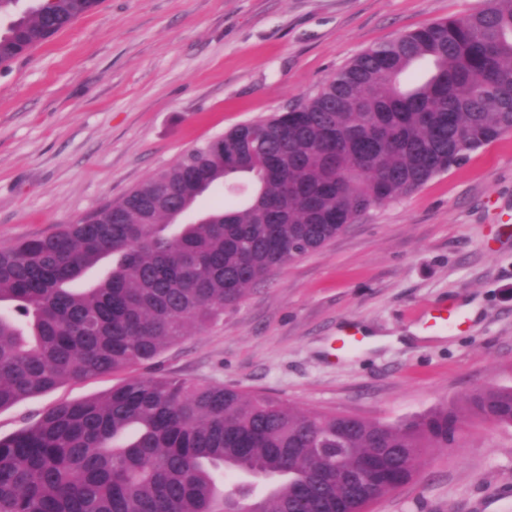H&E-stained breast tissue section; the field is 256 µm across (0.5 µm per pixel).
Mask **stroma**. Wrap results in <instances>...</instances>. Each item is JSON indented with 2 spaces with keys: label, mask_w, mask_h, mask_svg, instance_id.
Segmentation results:
<instances>
[{
  "label": "stroma",
  "mask_w": 512,
  "mask_h": 512,
  "mask_svg": "<svg viewBox=\"0 0 512 512\" xmlns=\"http://www.w3.org/2000/svg\"><path fill=\"white\" fill-rule=\"evenodd\" d=\"M487 0H104L0 66V247L119 201L188 149L314 96L368 49ZM467 312L434 333L432 306ZM356 322L366 345L329 356ZM135 375L397 423L512 385V133L276 269ZM122 374L0 410V437ZM369 512H512V428L472 421Z\"/></svg>",
  "instance_id": "obj_1"
}]
</instances>
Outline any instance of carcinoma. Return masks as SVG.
I'll return each instance as SVG.
<instances>
[{
  "instance_id": "1",
  "label": "carcinoma",
  "mask_w": 512,
  "mask_h": 512,
  "mask_svg": "<svg viewBox=\"0 0 512 512\" xmlns=\"http://www.w3.org/2000/svg\"><path fill=\"white\" fill-rule=\"evenodd\" d=\"M101 2L23 11L0 31V65ZM509 132L512 0H491L367 50L306 102L186 151L100 212L0 248V303L13 305L0 311V410L153 361L276 268ZM240 177L245 203L179 223ZM464 405L512 426V385L475 389ZM461 434L454 405L383 424L131 376L0 438V512H224L227 472L264 480L260 492L235 487L247 512H367L415 476L414 449L453 448Z\"/></svg>"
}]
</instances>
